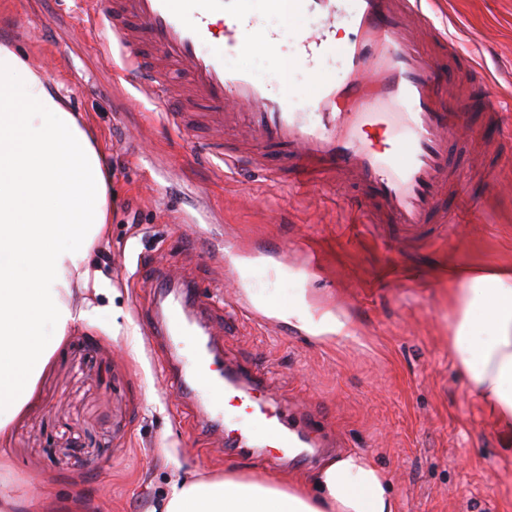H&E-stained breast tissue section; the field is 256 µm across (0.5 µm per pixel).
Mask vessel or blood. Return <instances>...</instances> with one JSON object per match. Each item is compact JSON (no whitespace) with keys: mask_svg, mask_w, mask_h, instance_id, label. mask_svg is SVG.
Listing matches in <instances>:
<instances>
[{"mask_svg":"<svg viewBox=\"0 0 512 512\" xmlns=\"http://www.w3.org/2000/svg\"><path fill=\"white\" fill-rule=\"evenodd\" d=\"M337 2L288 0L289 12L314 13L321 21L320 29L299 33L296 63L313 67L331 52ZM420 2L350 0L352 31L341 49L347 74L340 81H316L312 122L295 110V89L273 94L247 72L225 70V50L242 47L252 34L245 0H94L92 18L123 48L126 77L167 116L181 115L180 101L160 79L158 64L186 75L188 94L210 109L181 116L207 128L210 157L261 169L283 183L327 188L337 175L347 176L351 210L366 223L388 224L396 235L418 240L448 221L445 189L455 175L449 145L468 122L465 112L449 110L442 93L447 67L415 39L416 29L429 23ZM216 19L224 23V42L202 50ZM471 75L485 89L474 111L494 120L498 95L487 90L481 68ZM225 101L243 102L244 108L223 111ZM177 383L186 391L195 384L223 390L224 422L232 426L237 447L246 446L255 427L270 451L311 445L303 427L314 415L268 402L259 374L202 354Z\"/></svg>","mask_w":512,"mask_h":512,"instance_id":"vessel-or-blood-1","label":"vessel or blood"}]
</instances>
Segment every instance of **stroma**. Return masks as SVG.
<instances>
[{
    "label": "stroma",
    "instance_id": "stroma-1",
    "mask_svg": "<svg viewBox=\"0 0 512 512\" xmlns=\"http://www.w3.org/2000/svg\"><path fill=\"white\" fill-rule=\"evenodd\" d=\"M423 9L449 41L434 58L484 68L502 118L452 157L478 210L449 209L451 231L409 242L390 225L361 223L337 194L209 159L205 128H178L104 59L106 34L89 31L83 0H0V37L94 128L113 199L107 242L90 251L113 290L59 343L11 423L19 512H158L186 478L313 474L327 450L302 465L272 462L264 449L228 447L223 433L202 428L203 412H223V396L170 384L202 339L263 370L270 401L306 404L344 448L370 454L399 512H512V461L499 458L448 351V282L439 276L458 261L512 260V0H425ZM247 10L257 30L276 34L277 50L225 52L226 69L248 70L273 91L292 85L298 110L313 112L317 77L344 76L336 50L318 73L294 61L297 32L318 18H283L270 0H248ZM228 240L253 261L249 281L228 278ZM283 252L306 272L312 300L352 317L357 341L321 344L258 312L251 289L284 303L298 286L264 277ZM170 276L194 282L200 302L188 310L201 337L153 334Z\"/></svg>",
    "mask_w": 512,
    "mask_h": 512
}]
</instances>
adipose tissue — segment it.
<instances>
[{
    "mask_svg": "<svg viewBox=\"0 0 512 512\" xmlns=\"http://www.w3.org/2000/svg\"><path fill=\"white\" fill-rule=\"evenodd\" d=\"M110 210L93 134L41 70L0 42V447L40 371L73 325L97 311L74 292L99 283L89 250ZM258 307L324 343L356 336L352 319L297 289ZM448 350L512 459V264L461 261L448 271ZM161 512H398L387 476L366 453L327 460L312 481L227 476L174 484Z\"/></svg>",
    "mask_w": 512,
    "mask_h": 512,
    "instance_id": "1",
    "label": "adipose tissue"
}]
</instances>
